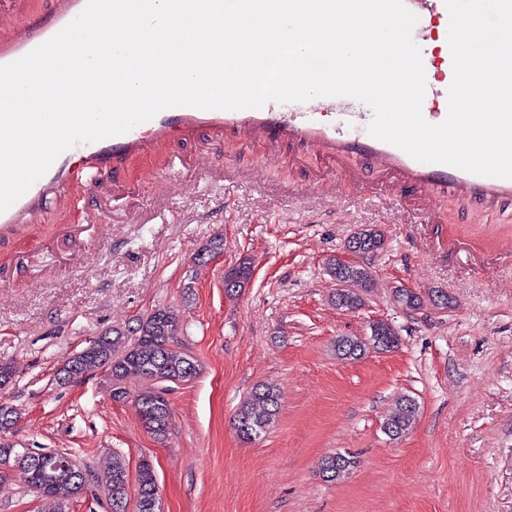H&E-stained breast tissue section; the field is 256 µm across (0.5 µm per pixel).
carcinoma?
I'll return each mask as SVG.
<instances>
[{
    "mask_svg": "<svg viewBox=\"0 0 512 512\" xmlns=\"http://www.w3.org/2000/svg\"><path fill=\"white\" fill-rule=\"evenodd\" d=\"M362 240L371 244V252L383 249L384 233L372 226L357 231ZM331 273L343 287L336 292V304L355 309L363 302L361 291L374 287L371 273L358 265L339 267L330 263ZM252 274L250 259L244 257L237 264L224 270L226 293H236L245 287ZM180 333V320L175 311L164 308L152 311L137 321L134 338L125 339L117 330L106 331L77 354L66 358L58 373L62 384L79 381L105 367L109 371L112 398L122 401L130 396L128 385L139 383L141 390L135 396V407L144 428L155 437L168 431L171 409L163 390L156 388L161 382H187L199 374V364L191 356L173 347L175 336ZM399 345V338L392 325L378 326L377 333L367 338L345 336L337 340L336 352L340 359H358L369 349L390 352ZM419 407L408 396L401 397L396 410L383 425L385 433L398 439L412 429ZM279 414V394L276 385L269 382L257 384L249 397L238 408L234 429L245 440H254L266 432ZM18 421V413L11 406L0 404V483L9 477L12 467L20 468L27 486L41 498L44 512H62V505L84 493L90 485L102 487L112 512H127L129 474L117 457H112L106 467L95 469L80 464L70 455L55 453L58 465L45 473L36 467V459L23 457L20 449L9 439ZM351 458L343 461L328 455L322 460V472L330 481H338L352 468ZM134 512H161L157 478L152 464H141L136 479Z\"/></svg>",
    "mask_w": 512,
    "mask_h": 512,
    "instance_id": "cac0c4a2",
    "label": "carcinoma"
}]
</instances>
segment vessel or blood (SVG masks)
<instances>
[{"label": "vessel or blood", "mask_w": 512, "mask_h": 512, "mask_svg": "<svg viewBox=\"0 0 512 512\" xmlns=\"http://www.w3.org/2000/svg\"><path fill=\"white\" fill-rule=\"evenodd\" d=\"M87 0H56L53 14L18 28L19 0H0V65L27 55L76 18ZM416 16L448 20L444 0H404ZM424 31H417L421 45L426 90L422 103L424 119L432 124L445 120L448 91L453 81L451 54L435 56L424 48ZM336 115L324 122L325 113ZM372 120L361 101L348 97H317L293 104L270 102L260 108L240 110L200 109L190 106L163 110L125 134L97 142H80L63 152L50 169L7 210L0 212V227L18 221L39 223L40 200L51 185H63L74 167L120 172L134 157L156 151L168 142L206 133L200 157L212 167H220L226 143L246 151L261 145L267 157L280 156L286 146H297L321 160L345 168L352 159L371 162L388 178V186L401 204L433 205L448 193L467 197L479 207H493L512 201V179L477 175L447 164L424 163L400 148L373 138L365 127Z\"/></svg>", "instance_id": "vessel-or-blood-1"}]
</instances>
